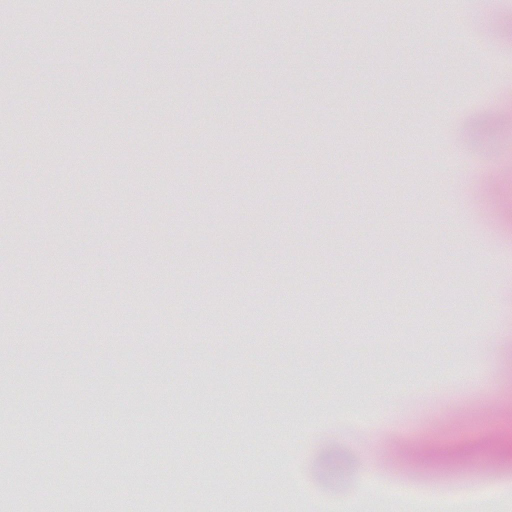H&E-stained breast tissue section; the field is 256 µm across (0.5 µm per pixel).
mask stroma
Segmentation results:
<instances>
[{
	"instance_id": "1",
	"label": "stroma",
	"mask_w": 512,
	"mask_h": 512,
	"mask_svg": "<svg viewBox=\"0 0 512 512\" xmlns=\"http://www.w3.org/2000/svg\"><path fill=\"white\" fill-rule=\"evenodd\" d=\"M160 7L158 23L146 2L0 0L25 50L0 51V483L17 508L94 512L77 491L97 446L112 512H251L257 485L264 512L431 494L512 512L495 495L512 490V224L489 192L512 175V0H475L476 54L440 0L384 19L352 0ZM233 243L255 264L232 277ZM34 421L39 474L15 447ZM188 467L220 471V496L172 480Z\"/></svg>"
}]
</instances>
